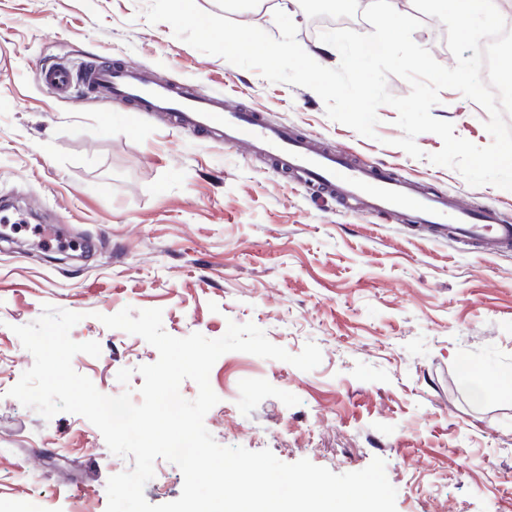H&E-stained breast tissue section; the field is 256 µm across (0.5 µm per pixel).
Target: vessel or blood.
Instances as JSON below:
<instances>
[{
  "instance_id": "obj_1",
  "label": "vessel or blood",
  "mask_w": 512,
  "mask_h": 512,
  "mask_svg": "<svg viewBox=\"0 0 512 512\" xmlns=\"http://www.w3.org/2000/svg\"><path fill=\"white\" fill-rule=\"evenodd\" d=\"M40 83L66 98L74 90L132 104L136 111L165 114L174 125L246 155H261L275 170L298 175L306 186L363 211L415 224L435 237L494 254L512 249V224L497 205L476 210L459 199L419 188L414 180L392 176L378 165L357 164L344 149L318 148L309 134L267 122L250 109L231 107L216 93L189 90L163 81L133 64L105 55L80 66L55 63L37 71Z\"/></svg>"
}]
</instances>
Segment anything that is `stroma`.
<instances>
[{
  "label": "stroma",
  "mask_w": 512,
  "mask_h": 512,
  "mask_svg": "<svg viewBox=\"0 0 512 512\" xmlns=\"http://www.w3.org/2000/svg\"><path fill=\"white\" fill-rule=\"evenodd\" d=\"M148 2L0 0V202L43 224L66 216L83 245L78 256L35 251L26 229L0 239V512H106L109 477L134 466L85 417L47 419L9 396L33 364L12 328L47 304L81 313L71 339L101 347L96 358L75 355L74 370L102 394L131 389L136 403V369L158 352L100 315L159 308L176 337L217 338L228 322H252L293 354L315 342L322 362L310 372L235 351L215 362L219 402L204 424L220 445L337 474L382 458L397 512H512V393L495 381L512 374V251L487 255L345 209L260 159L146 113L131 117L123 103L59 98L33 65L109 54L223 93L359 162L391 163L394 176L426 180L470 207L500 205L509 222L512 191L470 186L429 162L442 147L435 134L417 137L420 159L393 146L402 131L391 106L379 108L373 139L330 120L313 90L268 82L149 24ZM324 2L275 0L252 24L277 35L273 12H286L300 45L334 68L339 53L311 31L310 6ZM431 113L456 136L490 144L486 110L458 91H442ZM468 367L487 377L483 396ZM154 470L146 500H176L179 468L160 458Z\"/></svg>",
  "instance_id": "1"
}]
</instances>
